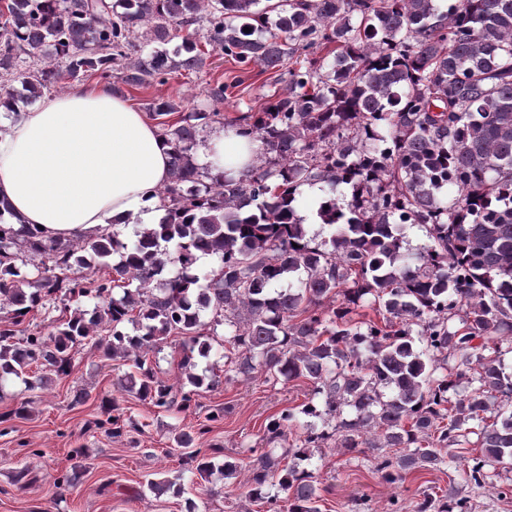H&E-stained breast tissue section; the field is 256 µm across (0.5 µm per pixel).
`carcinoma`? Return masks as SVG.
<instances>
[{"mask_svg": "<svg viewBox=\"0 0 512 512\" xmlns=\"http://www.w3.org/2000/svg\"><path fill=\"white\" fill-rule=\"evenodd\" d=\"M0 17L7 106L16 80L28 104L91 75L119 94L203 73L212 50L242 71L288 75L287 92L230 120L216 109L228 89L219 78L206 82L210 112L146 103L169 147L157 190L166 215L132 241L108 228L45 238L5 223L0 199V385L47 388L103 331L102 357L133 362L130 389L162 412L193 410L224 379H304L308 401L264 425L279 458L269 450L246 464L248 497L266 512H321L315 473L299 462L330 439L371 451L390 484L446 464L479 489L512 468V411L486 417L512 404L498 356L512 339V0H5ZM216 123L261 143L250 169L197 162ZM305 185L319 191V243L300 215ZM410 225L428 239L413 257ZM205 257L216 268L200 269ZM84 299L92 311L77 306ZM365 306L378 319L355 320ZM38 309L58 313L48 332L28 320ZM223 325L236 353L194 374ZM171 336L185 375L175 384L149 359ZM100 408L104 433L138 429L121 398ZM306 417L336 421L334 432H298ZM471 421L479 454H441L467 443ZM210 431L181 433L180 460L230 475L237 465L215 463L223 449L197 447ZM73 453L58 489L86 473L84 449ZM414 508L471 505L424 492Z\"/></svg>", "mask_w": 512, "mask_h": 512, "instance_id": "carcinoma-1", "label": "carcinoma"}]
</instances>
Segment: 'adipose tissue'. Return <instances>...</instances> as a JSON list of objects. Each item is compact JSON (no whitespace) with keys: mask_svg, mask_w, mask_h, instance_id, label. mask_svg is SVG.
<instances>
[{"mask_svg":"<svg viewBox=\"0 0 512 512\" xmlns=\"http://www.w3.org/2000/svg\"><path fill=\"white\" fill-rule=\"evenodd\" d=\"M0 134V198L9 223L66 240L115 224H157L155 195L168 180V147L146 113L103 85L82 84L10 114ZM259 142L236 128L199 153L212 171H243Z\"/></svg>","mask_w":512,"mask_h":512,"instance_id":"obj_1","label":"adipose tissue"}]
</instances>
